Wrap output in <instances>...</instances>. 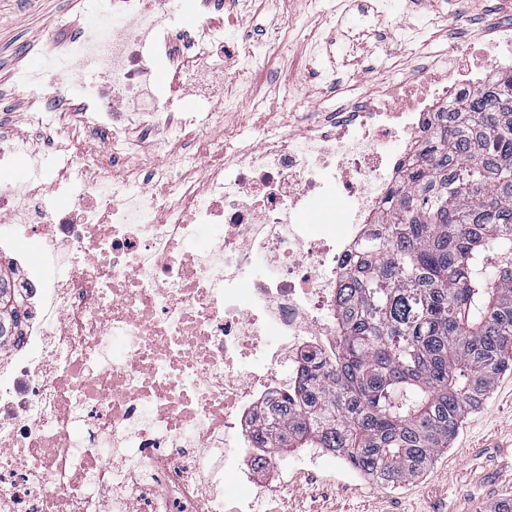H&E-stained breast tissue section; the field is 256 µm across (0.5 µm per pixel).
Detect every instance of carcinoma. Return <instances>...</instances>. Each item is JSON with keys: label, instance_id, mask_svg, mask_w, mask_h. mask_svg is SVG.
<instances>
[{"label": "carcinoma", "instance_id": "cac0c4a2", "mask_svg": "<svg viewBox=\"0 0 512 512\" xmlns=\"http://www.w3.org/2000/svg\"><path fill=\"white\" fill-rule=\"evenodd\" d=\"M437 118L342 273L332 356L303 352L264 406L260 453L326 448L399 485L512 370V72ZM19 321L0 267V350Z\"/></svg>", "mask_w": 512, "mask_h": 512}]
</instances>
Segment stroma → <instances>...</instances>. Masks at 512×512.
<instances>
[{"label":"stroma","mask_w":512,"mask_h":512,"mask_svg":"<svg viewBox=\"0 0 512 512\" xmlns=\"http://www.w3.org/2000/svg\"><path fill=\"white\" fill-rule=\"evenodd\" d=\"M456 0H390L383 16L367 12L360 0H324L313 11L308 0H288V17L298 33L289 53L304 59L306 35L327 27L335 17L338 36L332 46L336 63L353 75L362 90L391 81L390 62L410 72L421 51L413 47L388 58L385 31L398 23L421 24L438 15H455ZM465 14L474 27L512 23V0H466ZM97 15L85 0H0V108L9 112L14 135L31 137L33 127L18 80L47 45L64 47ZM255 484L241 489L283 486L281 496L262 497L257 512H492L495 504L512 499V372L502 376L482 406L461 425L450 447L421 476L398 487L384 486L355 471L341 459H328L307 482L290 483L281 467L257 470Z\"/></svg>","instance_id":"stroma-1"}]
</instances>
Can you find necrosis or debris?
Segmentation results:
<instances>
[{
  "mask_svg": "<svg viewBox=\"0 0 512 512\" xmlns=\"http://www.w3.org/2000/svg\"><path fill=\"white\" fill-rule=\"evenodd\" d=\"M263 2L218 0L228 23L186 34L170 0H108L110 25L47 49L57 84L21 77L43 129L18 139L0 123V170L60 159L51 183L0 182L6 240L39 244L12 260L30 301L0 357V512H224L225 483H251L247 416L286 392L279 373L300 351L332 348L341 271L402 159L385 140L419 148L448 101L512 66V25L491 55L458 18L444 54L429 27L398 25L393 43L424 46L420 69L324 113L301 147L277 123L306 106L299 78L327 96L343 78L328 52L300 66L270 38L281 69L250 99L266 137L228 151L233 128L219 141L209 127L237 111L224 86L261 74L235 17ZM186 88L209 110L179 111ZM52 189L66 206L48 207ZM313 197L337 200L335 217L311 214Z\"/></svg>",
  "mask_w": 512,
  "mask_h": 512,
  "instance_id": "obj_1",
  "label": "necrosis or debris"
}]
</instances>
